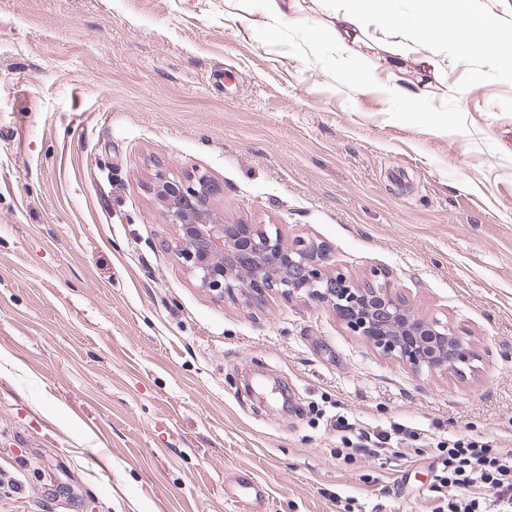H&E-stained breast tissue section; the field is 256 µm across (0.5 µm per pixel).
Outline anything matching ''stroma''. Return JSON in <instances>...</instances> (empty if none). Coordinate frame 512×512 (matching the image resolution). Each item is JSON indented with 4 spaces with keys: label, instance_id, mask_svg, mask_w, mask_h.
I'll return each mask as SVG.
<instances>
[{
    "label": "stroma",
    "instance_id": "35a3bbf8",
    "mask_svg": "<svg viewBox=\"0 0 512 512\" xmlns=\"http://www.w3.org/2000/svg\"><path fill=\"white\" fill-rule=\"evenodd\" d=\"M238 0H0V512H448L441 445L512 448V66L407 97ZM228 224L385 272L474 354L428 373L331 304L201 288L156 174ZM344 427H337V420ZM389 435L359 450L360 430Z\"/></svg>",
    "mask_w": 512,
    "mask_h": 512
}]
</instances>
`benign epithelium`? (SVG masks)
<instances>
[{"mask_svg": "<svg viewBox=\"0 0 512 512\" xmlns=\"http://www.w3.org/2000/svg\"><path fill=\"white\" fill-rule=\"evenodd\" d=\"M159 196L170 223L179 226L176 251L200 286L220 294L237 288L277 290L330 302L350 331L384 354L428 372L461 371L470 352L448 324L414 314L383 276L357 288L324 271L325 256L303 241L286 243L246 224H226L214 210L216 190L204 175L174 183L161 180Z\"/></svg>", "mask_w": 512, "mask_h": 512, "instance_id": "obj_1", "label": "benign epithelium"}]
</instances>
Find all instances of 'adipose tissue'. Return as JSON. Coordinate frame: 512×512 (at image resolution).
Instances as JSON below:
<instances>
[{
    "mask_svg": "<svg viewBox=\"0 0 512 512\" xmlns=\"http://www.w3.org/2000/svg\"><path fill=\"white\" fill-rule=\"evenodd\" d=\"M378 22L402 37L413 36L429 49L418 58L421 72L436 71L437 49L454 51L464 47L482 50L488 63L512 59V21L485 10L480 0H468V7H450L449 0H417L407 16L396 12L393 0H340L327 30H311L309 37L329 45L331 58L343 77H351V63L372 44L365 38L369 22Z\"/></svg>",
    "mask_w": 512,
    "mask_h": 512,
    "instance_id": "adipose-tissue-1",
    "label": "adipose tissue"
}]
</instances>
